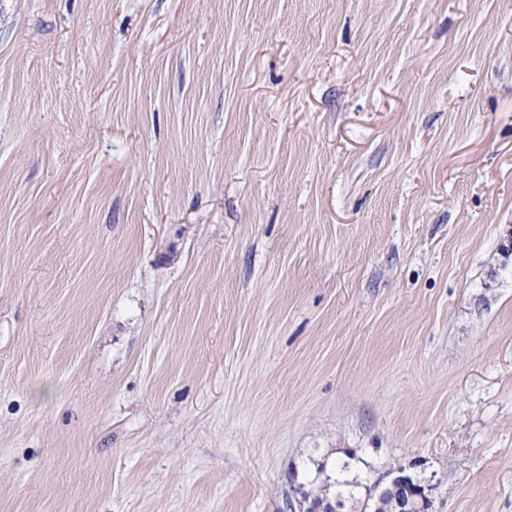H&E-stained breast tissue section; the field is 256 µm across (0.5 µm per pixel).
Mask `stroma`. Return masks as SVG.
<instances>
[{
	"label": "stroma",
	"instance_id": "35a3bbf8",
	"mask_svg": "<svg viewBox=\"0 0 512 512\" xmlns=\"http://www.w3.org/2000/svg\"><path fill=\"white\" fill-rule=\"evenodd\" d=\"M512 0H0V512H512ZM413 476L404 472V469H397L396 473H392L388 480L389 486L399 493V511L413 512L417 511L415 503H426L428 498L421 493L417 483L412 484ZM336 484V494L334 498H339L338 501L335 500V506L337 508H341L342 500L350 499L351 501L358 500L362 498L365 492L369 493V498L367 499L368 503L370 501V493L374 491V488L371 489L367 485H363L360 480L356 477H348L347 475L341 474L340 477L334 481Z\"/></svg>",
	"mask_w": 512,
	"mask_h": 512
}]
</instances>
